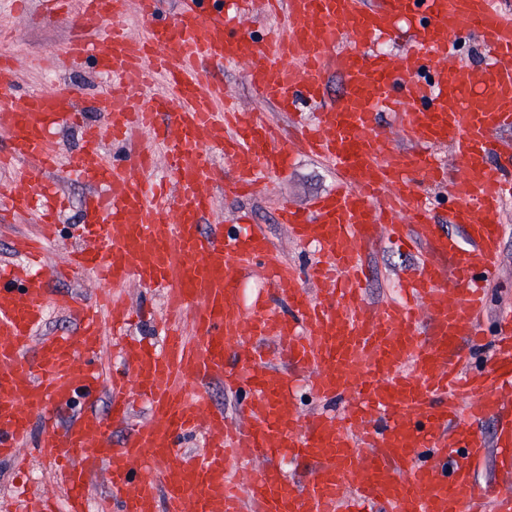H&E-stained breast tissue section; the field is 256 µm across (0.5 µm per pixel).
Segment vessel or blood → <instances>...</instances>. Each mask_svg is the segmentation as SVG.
I'll use <instances>...</instances> for the list:
<instances>
[{
  "instance_id": "obj_1",
  "label": "vessel or blood",
  "mask_w": 512,
  "mask_h": 512,
  "mask_svg": "<svg viewBox=\"0 0 512 512\" xmlns=\"http://www.w3.org/2000/svg\"><path fill=\"white\" fill-rule=\"evenodd\" d=\"M164 2L42 0L75 29L47 63L92 61L111 77L101 124L84 130L68 162L95 189L85 244L58 269L42 263L59 233L48 174L57 130L79 119L78 91L19 90L14 56L0 54V138L9 143L0 168L14 172L15 210L39 226L17 239V262L0 268V459L22 465L41 422L67 512H88V487L101 474L108 512H512V484L482 487L474 470L488 419L512 464V315L498 325L488 367L467 370L463 352L481 342L474 319L512 197V180L492 164L512 157L498 137L512 129V0H178L172 22L153 25ZM132 7L145 21L137 36L119 23ZM106 13L114 24L101 37ZM251 13L288 23L257 37L243 27ZM472 35L489 54L479 67L457 52ZM386 38L404 50L374 53ZM227 63L279 111L312 102L311 119L281 139L228 102L213 75ZM334 78L343 86L336 99ZM386 111L393 125L381 123ZM147 133L165 149L171 186L152 180ZM108 141L127 146L124 159L106 156ZM436 143L451 147L457 169L431 153ZM300 156L329 162L336 186L308 207L282 204L279 218L322 261L287 262L246 216L229 228L208 223L217 188L254 194L265 173L287 172ZM418 175L446 186L447 223L417 195ZM382 233L416 261L398 299L372 306L366 257ZM256 272L270 288L244 300L240 285ZM67 273L110 289L54 291ZM132 279L162 293L164 338L119 341L122 370L112 373L98 361L101 322L116 331L128 323L122 290ZM51 305L74 327L37 337ZM300 372L318 400L346 398L344 411L302 415L292 392ZM216 382L237 395L234 415L211 408ZM104 389L111 409L101 413L94 402ZM138 401L145 421L113 440ZM197 433L201 454L173 460L180 438ZM286 455L311 471L289 479L278 463ZM16 503L19 512H58L48 494L23 491Z\"/></svg>"
}]
</instances>
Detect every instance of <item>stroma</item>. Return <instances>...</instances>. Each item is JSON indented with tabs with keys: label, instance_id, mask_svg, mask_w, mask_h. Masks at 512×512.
Masks as SVG:
<instances>
[{
	"label": "stroma",
	"instance_id": "stroma-1",
	"mask_svg": "<svg viewBox=\"0 0 512 512\" xmlns=\"http://www.w3.org/2000/svg\"><path fill=\"white\" fill-rule=\"evenodd\" d=\"M0 26L13 30L16 37L7 45L13 54L33 58L32 66L20 71L16 84L22 89H39L45 92L55 90L60 84L73 83L82 87L85 100L79 101L78 109L82 120L87 124L97 123L103 110L101 100L95 93L106 80L94 64L73 69L38 65L40 57L59 48L69 37L66 21H47L40 15L38 0H29L25 11L14 8V0H0ZM224 88L242 107L266 113L268 118L280 127H288L287 113L276 111L266 100L257 95L246 83L239 66L226 64L219 73ZM60 194L68 202L67 209L60 217V235L49 246V264L60 266L66 261L69 251L77 246L74 235L75 224L82 221V204L89 194L88 186L70 177L65 171L53 175ZM267 181L271 194H256L247 198L217 194L214 199V216L225 224H232L237 211L245 209L251 214L254 223L264 225L272 243L285 257L297 265L305 266L320 258L318 252L291 241L285 225L276 221L279 200L285 199L297 205H306L315 196L328 193L335 185V172L326 164L309 157L299 158L286 175L268 174ZM501 260L498 269L488 279L487 309L480 321L488 340L471 353V363L486 365L490 359L492 346L489 342L497 329V319L501 313L512 311V222L502 225ZM373 271V281L368 292L370 301L376 302L394 295L398 276L414 263L413 256L404 253L387 242H379L368 256ZM26 478L35 489L46 492H59L60 486L54 472L40 457H33L25 473H17L14 465L0 460V512H14V495L19 478Z\"/></svg>",
	"mask_w": 512,
	"mask_h": 512
}]
</instances>
